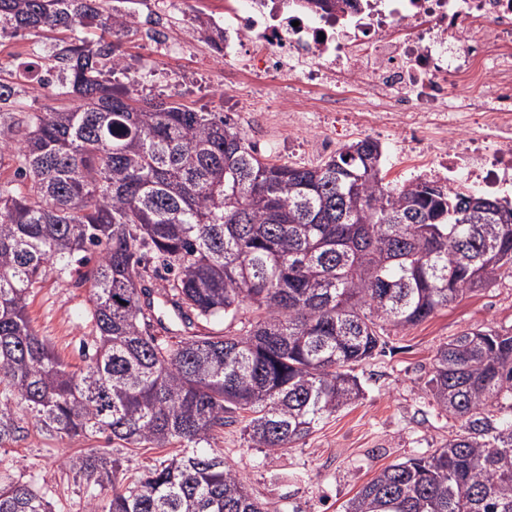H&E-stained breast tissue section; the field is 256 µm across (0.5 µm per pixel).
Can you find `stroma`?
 I'll use <instances>...</instances> for the list:
<instances>
[{
  "label": "stroma",
  "mask_w": 512,
  "mask_h": 512,
  "mask_svg": "<svg viewBox=\"0 0 512 512\" xmlns=\"http://www.w3.org/2000/svg\"><path fill=\"white\" fill-rule=\"evenodd\" d=\"M123 8L132 27L121 46L125 69L117 82L135 85L148 98L173 94L198 110L235 112L238 128L258 155L279 164L311 166L345 144L370 137L385 150L382 176L393 187L428 163V145L412 150L392 124L368 127L347 113L330 117L303 112L289 120L280 100L282 94L296 92L295 80L255 83L242 75L228 85L215 60L151 54L138 25L150 4L125 0ZM92 294L90 283L59 278L50 267L30 298L34 329L66 362L80 363L91 340ZM477 326L512 332V278L467 293L420 323L390 330L385 354L355 369L362 400L325 419L289 451L270 454L252 447L238 423L225 427L217 446L266 512H343L344 504L382 468L432 454L457 430V421L436 406L426 381L437 348ZM106 446L102 437L61 441L33 426L27 437L0 448V481L52 489L56 512H85L86 496L63 459Z\"/></svg>",
  "instance_id": "stroma-1"
}]
</instances>
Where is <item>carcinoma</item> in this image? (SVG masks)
Segmentation results:
<instances>
[{"label":"carcinoma","instance_id":"cac0c4a2","mask_svg":"<svg viewBox=\"0 0 512 512\" xmlns=\"http://www.w3.org/2000/svg\"><path fill=\"white\" fill-rule=\"evenodd\" d=\"M105 0H0V32L95 28L16 69L65 103L25 112L0 82V448L50 437L167 448L124 485L112 456L67 459L86 512H262L211 451L242 419L255 448L295 447L362 395L358 363L464 293L512 278V203L415 178L392 188L364 138L312 166L256 155L222 112L110 84L127 14ZM353 0H298L343 11ZM224 47V27L198 18ZM91 283L92 344L58 356L28 306L49 264ZM166 273L153 291L144 282ZM258 315L244 320L241 312ZM173 316L177 341L153 333ZM239 321L233 332L216 324ZM427 387L460 422L427 457L393 463L344 512H512V334L440 346ZM112 493L106 494V488ZM54 493L0 484V512H53Z\"/></svg>","mask_w":512,"mask_h":512}]
</instances>
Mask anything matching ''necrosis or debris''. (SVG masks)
<instances>
[{
  "mask_svg": "<svg viewBox=\"0 0 512 512\" xmlns=\"http://www.w3.org/2000/svg\"><path fill=\"white\" fill-rule=\"evenodd\" d=\"M247 57L259 77L293 76L311 100L284 96L285 112L351 109L440 145L423 174L486 192L512 190V0H360L324 16L285 0H224L225 70ZM456 95H449V86Z\"/></svg>",
  "mask_w": 512,
  "mask_h": 512,
  "instance_id": "4bbe7bcc",
  "label": "necrosis or debris"
}]
</instances>
